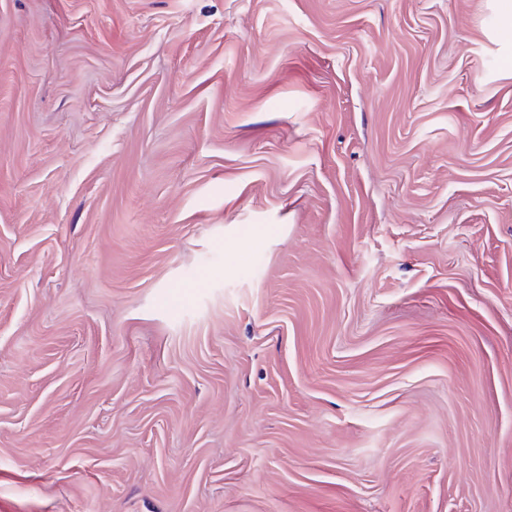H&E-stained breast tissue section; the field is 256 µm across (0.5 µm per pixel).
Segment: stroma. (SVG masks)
<instances>
[{
    "label": "stroma",
    "instance_id": "obj_1",
    "mask_svg": "<svg viewBox=\"0 0 512 512\" xmlns=\"http://www.w3.org/2000/svg\"><path fill=\"white\" fill-rule=\"evenodd\" d=\"M0 512H512L498 0H0Z\"/></svg>",
    "mask_w": 512,
    "mask_h": 512
}]
</instances>
